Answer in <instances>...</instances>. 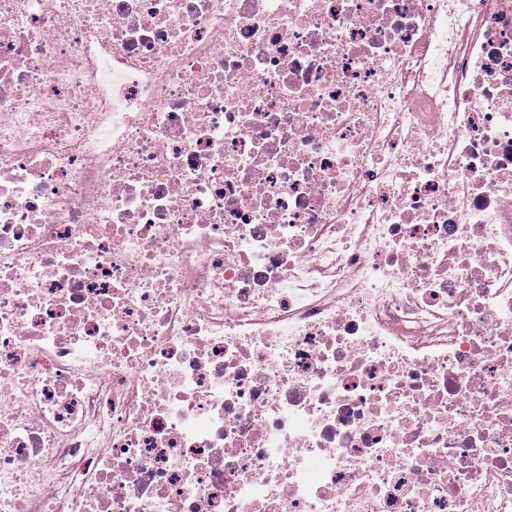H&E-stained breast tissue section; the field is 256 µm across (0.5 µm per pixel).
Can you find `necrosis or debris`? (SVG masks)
I'll list each match as a JSON object with an SVG mask.
<instances>
[{
    "mask_svg": "<svg viewBox=\"0 0 512 512\" xmlns=\"http://www.w3.org/2000/svg\"><path fill=\"white\" fill-rule=\"evenodd\" d=\"M0 512H512V0H0Z\"/></svg>",
    "mask_w": 512,
    "mask_h": 512,
    "instance_id": "necrosis-or-debris-1",
    "label": "necrosis or debris"
}]
</instances>
